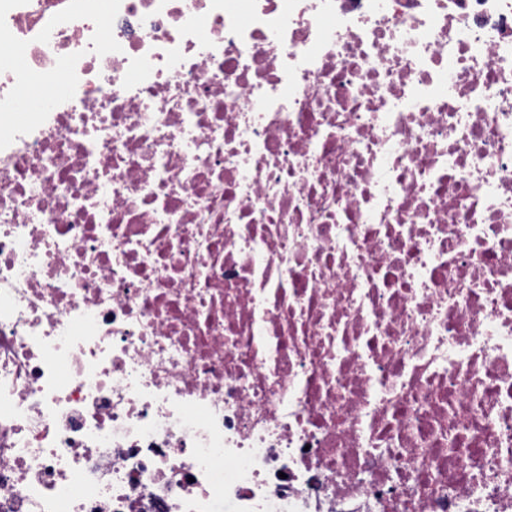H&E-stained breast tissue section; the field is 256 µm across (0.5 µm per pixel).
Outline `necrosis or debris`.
<instances>
[{"label":"necrosis or debris","instance_id":"4bbe7bcc","mask_svg":"<svg viewBox=\"0 0 512 512\" xmlns=\"http://www.w3.org/2000/svg\"><path fill=\"white\" fill-rule=\"evenodd\" d=\"M120 3L0 44V512H512V0ZM53 96L54 95H46L41 98L36 112H31L30 103L22 97H13L4 103H7L8 105L16 103V106L10 112L13 114L15 123L28 129H32L42 121L46 114H48V112H46L47 109L44 108V104L48 101H51Z\"/></svg>","mask_w":512,"mask_h":512}]
</instances>
